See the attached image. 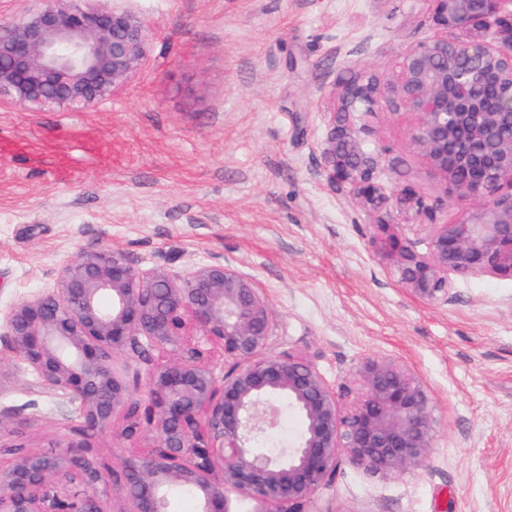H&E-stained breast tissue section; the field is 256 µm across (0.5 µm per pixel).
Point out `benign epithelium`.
<instances>
[{
    "label": "benign epithelium",
    "mask_w": 512,
    "mask_h": 512,
    "mask_svg": "<svg viewBox=\"0 0 512 512\" xmlns=\"http://www.w3.org/2000/svg\"><path fill=\"white\" fill-rule=\"evenodd\" d=\"M0 22V106L80 110L121 91L145 65L149 30L136 14L87 0H33ZM434 18L463 38H437L402 53L398 92L420 121L415 147L460 199L479 207L455 224L434 225L428 250L380 224L379 251L399 284L427 304L453 300V277L512 278V0H431ZM377 87L344 82L314 175L371 209L386 202L378 153L364 134ZM401 213L425 211L413 188L398 189ZM47 289L0 315V335L45 390L77 404L81 433L107 428L124 413L122 433L149 426L157 445L126 466L122 512H174L171 492L189 487L197 512H228L225 490L267 503L271 512L330 493L346 454L374 474L426 466L434 420L429 397L403 364L367 357L340 389L308 363L266 353L273 330L258 288L222 261L187 271L143 270L112 248L82 250L45 272ZM194 325L202 340L185 339ZM229 368L218 375L208 345ZM174 360L153 362L154 352ZM147 365L148 404L130 399L114 360ZM352 397L341 410L338 392ZM284 401L305 428L282 448L263 449ZM80 442L48 452L17 446L0 466V512H109L106 483Z\"/></svg>",
    "instance_id": "1"
}]
</instances>
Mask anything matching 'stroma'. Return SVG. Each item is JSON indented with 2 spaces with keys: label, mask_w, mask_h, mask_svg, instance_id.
<instances>
[{
  "label": "stroma",
  "mask_w": 512,
  "mask_h": 512,
  "mask_svg": "<svg viewBox=\"0 0 512 512\" xmlns=\"http://www.w3.org/2000/svg\"><path fill=\"white\" fill-rule=\"evenodd\" d=\"M152 32L145 67L82 111L0 108V310L45 288L84 249L143 269L224 260L273 314L268 353L309 363L332 386L363 358L401 362L435 421L424 470L373 474L342 460L328 495L296 512H512V279L459 276L426 304L373 247L376 226L425 251L434 225L466 219L410 139L419 122L394 91L401 54L444 37L430 0H117ZM375 78L369 138L386 206L369 210L314 178L342 81ZM411 186L428 214L398 216ZM0 366V462L12 446L83 440L113 512L124 467L156 436L123 419L81 434L76 405L35 390L7 338Z\"/></svg>",
  "instance_id": "1"
}]
</instances>
